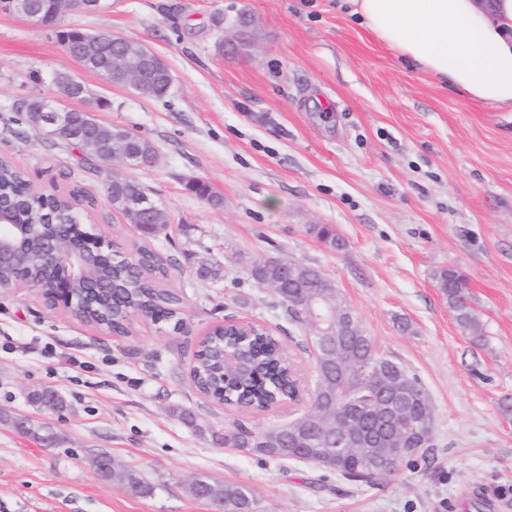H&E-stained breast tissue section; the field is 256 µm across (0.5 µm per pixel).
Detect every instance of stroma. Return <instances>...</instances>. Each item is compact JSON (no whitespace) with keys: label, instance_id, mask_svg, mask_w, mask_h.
<instances>
[{"label":"stroma","instance_id":"stroma-1","mask_svg":"<svg viewBox=\"0 0 512 512\" xmlns=\"http://www.w3.org/2000/svg\"><path fill=\"white\" fill-rule=\"evenodd\" d=\"M251 20L240 46L237 20ZM144 44L173 75L155 100L72 58L58 28ZM79 77L99 121L154 146L128 170L164 210L145 238L112 208L107 168L12 119V103L65 100L58 74ZM0 157L35 194L80 189V222L115 253L150 248L164 288L183 297L179 328L134 317L128 333L50 307L37 289L0 291V512H215L190 491L199 479L245 484L255 512H493L512 507V112L444 88L379 42L337 0H108L43 26L0 11ZM199 180L213 206L186 188ZM328 224L335 250L309 230ZM331 279L378 350L425 389L432 446L416 469L382 487H355L312 463L213 443L187 427L194 411L216 430L260 432L308 409H224L191 378L199 341L224 319L282 336L305 390L312 350L302 327L249 275L269 257ZM223 277L203 281L200 262ZM468 279L478 335L458 327L440 271ZM49 388L62 408L30 402ZM153 486L150 495L101 475L99 454Z\"/></svg>","mask_w":512,"mask_h":512}]
</instances>
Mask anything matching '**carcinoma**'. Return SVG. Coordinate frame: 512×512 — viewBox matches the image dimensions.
Instances as JSON below:
<instances>
[{"label": "carcinoma", "instance_id": "obj_1", "mask_svg": "<svg viewBox=\"0 0 512 512\" xmlns=\"http://www.w3.org/2000/svg\"><path fill=\"white\" fill-rule=\"evenodd\" d=\"M57 37L67 46L71 56L89 70L92 69L87 60L90 55L112 62V83L128 86L140 95L155 99L167 96L172 76L164 64L136 68L141 59L140 42L112 36L95 45L80 29L59 30ZM40 111L42 100L37 98L26 110L17 113L16 121L31 127L37 122ZM77 120L76 131L70 134L72 146L85 151L89 158L101 164L107 162V153H112L115 166L108 181L112 207L129 223L137 225L144 236L157 235L167 224L164 212L160 208L153 213L131 208L127 198L136 194L139 186L120 172L122 168L150 165L155 156L152 143L118 126L98 122L91 129L85 125L81 114L77 115ZM187 190L210 205L221 203V198L207 183L191 181L187 183ZM0 198L12 205L17 223L50 224L53 232L61 231L63 225L72 223L74 213L81 205L78 189L67 196L34 194L24 174L3 159H0ZM312 230L331 247L340 249L344 246L331 226L317 224ZM156 271L162 272L164 268L158 256L145 248L99 270L98 275L110 291L101 294L94 302L76 308L73 316L99 324L110 322L122 330L127 325L128 313L142 310L149 312L156 323L172 322L179 326L181 298L174 291L159 286L151 276ZM65 274L66 269L62 266L52 269L43 266L36 254L31 256L21 272L11 268L0 269V279L10 281L21 276L30 284L48 276L61 278ZM251 275L274 298L275 306L282 308L291 322L304 326L308 331L312 330V325L306 320V305L308 298L313 296L307 289L309 285L328 288L329 294L336 297L338 315L348 312L334 284L313 267L269 258L254 265ZM439 287L448 293V303L458 325L465 330L474 329L476 319L467 303L468 280L465 275L455 270L445 271L439 276ZM345 341L352 351L347 353L341 347L335 350L332 361L326 360L322 350L314 349L316 383L307 414L314 416L315 422L310 424L305 448L312 452L325 447L333 442L336 431L341 429L358 435L371 453L338 457L333 471L349 483L380 487L387 482V476L378 470L379 462L399 456L404 458L406 466L415 469V459L406 455L411 440H422L426 447H431L432 433L427 419L430 403L418 379L380 353L358 323H353ZM226 350L243 356L248 369L240 372L224 367ZM191 377L202 394L239 411H266L296 395L288 354L280 339L260 323L230 322L216 326L197 345ZM356 388L374 390L398 403L394 427L390 431L380 433L385 411L380 405L373 406L354 421L344 419L341 405H326L327 397L334 395L342 400ZM271 435L270 430L256 433L242 426L222 433L212 432V438L218 442L274 457L276 452ZM254 505V495L249 487L242 484L224 486V512H253Z\"/></svg>", "mask_w": 512, "mask_h": 512}]
</instances>
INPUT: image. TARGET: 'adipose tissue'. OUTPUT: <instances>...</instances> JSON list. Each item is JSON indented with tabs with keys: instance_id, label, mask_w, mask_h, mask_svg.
Returning <instances> with one entry per match:
<instances>
[{
	"instance_id": "1",
	"label": "adipose tissue",
	"mask_w": 512,
	"mask_h": 512,
	"mask_svg": "<svg viewBox=\"0 0 512 512\" xmlns=\"http://www.w3.org/2000/svg\"><path fill=\"white\" fill-rule=\"evenodd\" d=\"M377 39L459 94L512 112V0H341Z\"/></svg>"
}]
</instances>
